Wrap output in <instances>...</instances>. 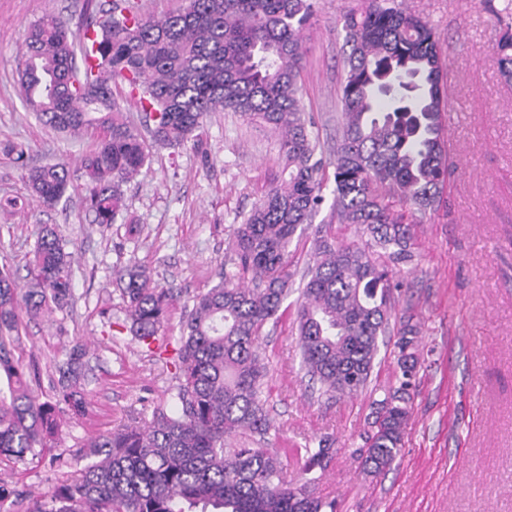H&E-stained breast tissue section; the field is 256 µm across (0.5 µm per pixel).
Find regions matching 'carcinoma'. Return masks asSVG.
I'll list each match as a JSON object with an SVG mask.
<instances>
[{"instance_id":"1","label":"carcinoma","mask_w":512,"mask_h":512,"mask_svg":"<svg viewBox=\"0 0 512 512\" xmlns=\"http://www.w3.org/2000/svg\"><path fill=\"white\" fill-rule=\"evenodd\" d=\"M316 16L314 0H186L160 19L135 0H112L75 32L46 14L28 29L18 71L29 111L60 133L88 134L81 159L83 200L97 224L125 209L123 184L145 168L147 146L126 121L112 84L137 96L157 116L156 145H180L210 112L261 119L281 134L285 185L272 189L233 227L226 250L234 269L193 297L171 365L175 409L156 408L90 439L93 461L69 470L55 457L56 488L33 512H336L316 495L317 478L335 449L322 437L302 448H245L227 439L264 437L271 427L262 401L267 367L261 331L278 321L291 279L288 247L322 204L324 162L315 158L298 77L302 33ZM349 47L340 86L342 135L336 142L334 205L340 224H356L362 245L316 238L308 281L295 304L297 348L309 380L331 398L370 390L364 445L355 450L370 475L389 469L403 448L422 367L420 323L396 313L404 267L413 261L418 214L438 208L453 172L444 135L448 86L433 27L398 0H365L337 20ZM98 57L96 68L78 67ZM502 78L512 82V21L494 47ZM389 101L382 110L380 100ZM32 195L52 206L68 191L72 172L55 162L29 170ZM52 225L41 227L25 285L0 269V456L25 460L55 448L60 405L83 407V357L74 345L57 365L61 388L41 400L36 372L14 355L20 313L36 318L73 300L71 253ZM125 323L151 346L174 305L173 290L140 266L120 278ZM392 332L394 377L368 387L379 337ZM298 464L283 477L281 455Z\"/></svg>"}]
</instances>
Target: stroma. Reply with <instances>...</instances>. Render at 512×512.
Masks as SVG:
<instances>
[{
	"mask_svg": "<svg viewBox=\"0 0 512 512\" xmlns=\"http://www.w3.org/2000/svg\"><path fill=\"white\" fill-rule=\"evenodd\" d=\"M362 4L316 0V18L302 34L303 108L323 157L341 135L337 93L344 54L336 20ZM404 5L428 20L439 40L454 172L437 211L420 220L415 268L397 304L422 322L424 359L403 448L385 474L363 472L353 451L362 444L368 401L328 399L304 377L290 310L264 329L263 396L274 421L265 445L299 448L331 436L336 456L316 492L336 500L338 512H512V83L501 77L493 51L495 11L504 0ZM107 6L108 0H0V197L15 201L0 210V266L24 281L44 224L56 226L74 254L73 305L23 320L17 353L33 362L48 396L62 346H89L84 412H61L58 448L22 462L0 458V482L15 491L0 512H28L32 498L54 488L56 453L80 469L91 438L134 417L151 419L155 408H171V368L130 332L113 333L125 317L119 278L126 268H149L173 288L177 300L158 339L176 347L184 304L216 283L231 229L286 179L274 129L235 112H213L194 140L151 145L149 166L126 184V209L114 224H94L78 186L52 207L33 198L28 168L65 160L79 169L92 139L48 130L27 109L16 72L27 29L52 13L75 30L89 12ZM9 143L24 147L23 161L4 152ZM325 172L314 229L290 246L298 277L314 252L316 230L339 244L358 239L354 225L336 221L333 166Z\"/></svg>",
	"mask_w": 512,
	"mask_h": 512,
	"instance_id": "1",
	"label": "stroma"
}]
</instances>
